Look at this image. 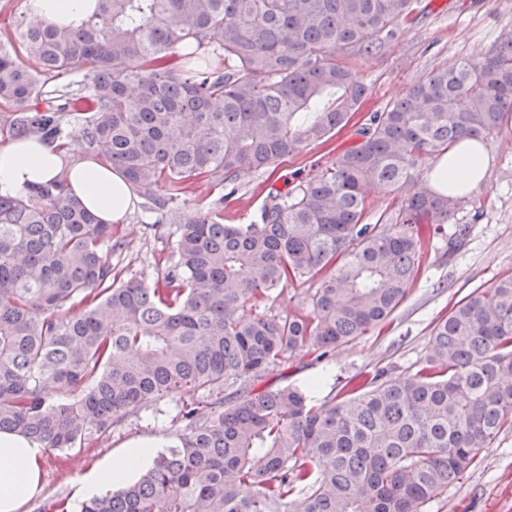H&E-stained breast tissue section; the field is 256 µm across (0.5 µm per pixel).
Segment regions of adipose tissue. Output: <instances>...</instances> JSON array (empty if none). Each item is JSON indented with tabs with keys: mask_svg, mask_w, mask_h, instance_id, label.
Wrapping results in <instances>:
<instances>
[{
	"mask_svg": "<svg viewBox=\"0 0 512 512\" xmlns=\"http://www.w3.org/2000/svg\"><path fill=\"white\" fill-rule=\"evenodd\" d=\"M94 7V0H32L30 14L51 24H76ZM487 171L485 144L465 140L435 163L431 182L440 190L469 194L485 181ZM62 174L82 203L105 223L122 220L134 205L122 173L86 157L77 144L0 143V194H23ZM154 456L155 447L148 442L125 448L92 470L84 482V494L93 497L111 488L113 481L130 479L149 467ZM42 460L39 444L17 433L0 432V512H18L23 503L41 492Z\"/></svg>",
	"mask_w": 512,
	"mask_h": 512,
	"instance_id": "obj_1",
	"label": "adipose tissue"
}]
</instances>
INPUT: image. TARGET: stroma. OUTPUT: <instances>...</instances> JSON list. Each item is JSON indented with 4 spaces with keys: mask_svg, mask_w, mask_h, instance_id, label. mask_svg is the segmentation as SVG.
I'll list each match as a JSON object with an SVG mask.
<instances>
[{
    "mask_svg": "<svg viewBox=\"0 0 512 512\" xmlns=\"http://www.w3.org/2000/svg\"><path fill=\"white\" fill-rule=\"evenodd\" d=\"M510 32L512 0H415L396 41L371 53L344 55V62L370 87L351 122L328 142L305 147L275 170L244 176L232 202L224 207L225 223H248L270 187L286 190L320 174L339 153L359 143L358 129L372 113L387 109L421 75L476 57ZM505 118L503 129L486 142L491 159L487 178L474 191L473 206L456 217L457 223L471 227L460 248L449 252L437 239L424 249L408 297L382 333L359 337L322 359L301 353L270 373L267 384L309 387L313 400L323 403L332 401L344 379L357 371H414L427 353L433 321L445 317L475 288L512 277V111ZM112 231L129 245L125 278L153 281L174 248L175 225L152 224L137 206ZM185 426L181 403L164 399L135 410L80 447L45 449L43 491L20 512H42L59 499L68 512H79L81 483L92 467L138 440L167 445ZM425 512H512V430L480 449L477 465L430 502Z\"/></svg>",
    "mask_w": 512,
    "mask_h": 512,
    "instance_id": "stroma-1",
    "label": "stroma"
}]
</instances>
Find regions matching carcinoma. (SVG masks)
Instances as JSON below:
<instances>
[{"label": "carcinoma", "instance_id": "cac0c4a2", "mask_svg": "<svg viewBox=\"0 0 512 512\" xmlns=\"http://www.w3.org/2000/svg\"><path fill=\"white\" fill-rule=\"evenodd\" d=\"M414 0H98L79 27L29 20L0 39V134H77L119 169L175 258L120 279L128 245L64 177L0 195V431L75 448L165 398L187 424L134 481L80 512H425L512 429V277L477 288L430 333L415 371L357 373L330 404L260 388L304 351L367 336L402 305L425 240L463 197L422 165L483 141L512 109V37L415 81L315 179L270 188L224 223L241 178L346 126L370 88L341 60L396 40ZM68 74L67 82L48 86ZM199 181L227 194L181 220ZM399 198L365 222L366 191ZM310 282L311 314L271 306ZM252 313H246V309ZM244 389L224 402V384Z\"/></svg>", "mask_w": 512, "mask_h": 512}]
</instances>
